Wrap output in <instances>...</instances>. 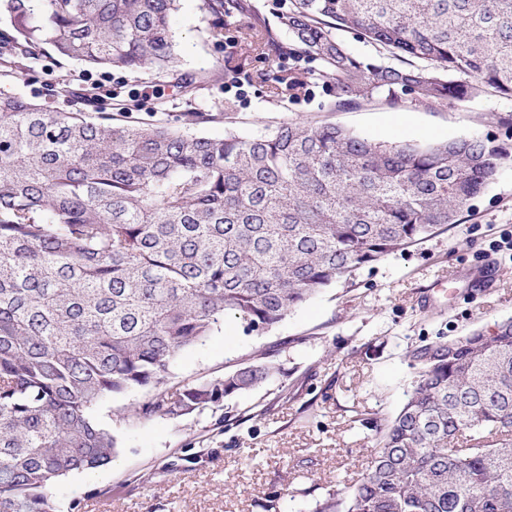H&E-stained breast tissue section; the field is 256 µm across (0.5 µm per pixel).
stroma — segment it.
Masks as SVG:
<instances>
[{"label": "stroma", "instance_id": "obj_1", "mask_svg": "<svg viewBox=\"0 0 512 512\" xmlns=\"http://www.w3.org/2000/svg\"><path fill=\"white\" fill-rule=\"evenodd\" d=\"M202 4L177 0L170 16L180 70L220 74L191 94L144 70L93 69L48 47L19 58L0 49V91L68 111L60 82L76 91L96 85L138 99L130 120L179 129L199 112L207 120L193 132L212 137L257 136L290 119L381 142L491 136L512 151V100L491 91L444 107H392L376 96L333 111L331 79L315 70L286 90L299 69L279 54L252 58L239 74L234 45ZM504 230L512 232V163L460 223L337 280L271 329L248 333L226 315L178 355L167 388L223 377L260 356L278 373L187 415H135L151 397L143 389L99 404L94 415L116 438V454L107 467L58 480L54 501L62 512H265L275 495L281 512H313L329 491L365 474L375 447L364 423L399 411L414 373L410 349L512 317V252L489 248ZM485 264L496 279L474 285ZM354 416L361 425H351Z\"/></svg>", "mask_w": 512, "mask_h": 512}]
</instances>
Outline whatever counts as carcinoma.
I'll return each instance as SVG.
<instances>
[{"label":"carcinoma","instance_id":"obj_1","mask_svg":"<svg viewBox=\"0 0 512 512\" xmlns=\"http://www.w3.org/2000/svg\"><path fill=\"white\" fill-rule=\"evenodd\" d=\"M175 0H0L18 50L89 67L148 68L186 94ZM243 56L319 62L335 106L383 94L429 106L491 90L512 99V0H204ZM289 34L281 45L279 30ZM350 32L400 64L354 55ZM50 111L0 93V512H58L60 478L112 462L97 404L141 388L144 415H185L279 371L260 357L212 382L163 389L181 351L232 313L282 321L332 281L457 224L512 152L492 139L378 142L283 120L256 137ZM412 390L363 423L366 474L315 512H512V317L415 347Z\"/></svg>","mask_w":512,"mask_h":512}]
</instances>
